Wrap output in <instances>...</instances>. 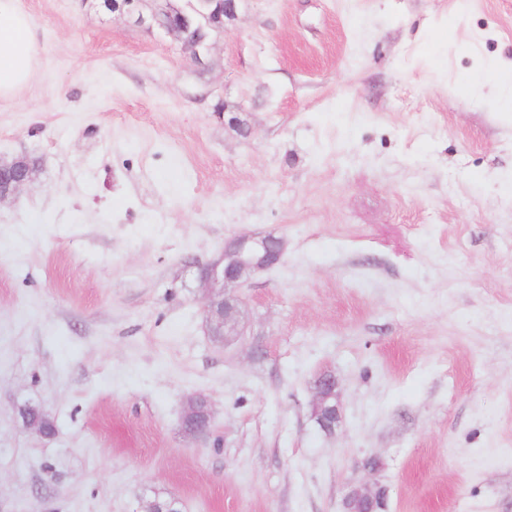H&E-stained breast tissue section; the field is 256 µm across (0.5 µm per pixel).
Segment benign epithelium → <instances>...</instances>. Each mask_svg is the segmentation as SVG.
I'll return each instance as SVG.
<instances>
[{"mask_svg":"<svg viewBox=\"0 0 512 512\" xmlns=\"http://www.w3.org/2000/svg\"><path fill=\"white\" fill-rule=\"evenodd\" d=\"M210 9L214 27L224 29V17L235 15V0H198ZM112 10L121 11L139 25L159 28L173 35L189 47L192 59L202 61L199 46L201 40L193 30L191 20L184 14H170L160 20L157 12L148 8L147 0H113ZM36 176V167L24 157L0 160V201L19 194L31 184ZM285 251L282 238L273 235L255 236L240 234L224 245L220 258L197 266L196 279L205 290L203 313L209 336L218 337L221 343L232 340L244 332L239 321L243 301L235 288L253 274L277 265ZM336 376L321 372L314 383L312 417L318 427L331 434L341 423L342 415L337 400ZM186 411L182 419L183 432L192 438L206 436L212 425L213 410L207 398L192 395L186 399ZM386 490L377 485L351 488L343 499V512H384Z\"/></svg>","mask_w":512,"mask_h":512,"instance_id":"benign-epithelium-1","label":"benign epithelium"}]
</instances>
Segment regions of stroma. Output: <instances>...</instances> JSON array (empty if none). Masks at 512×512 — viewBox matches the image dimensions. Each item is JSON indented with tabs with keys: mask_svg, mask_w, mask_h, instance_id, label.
<instances>
[{
	"mask_svg": "<svg viewBox=\"0 0 512 512\" xmlns=\"http://www.w3.org/2000/svg\"><path fill=\"white\" fill-rule=\"evenodd\" d=\"M19 5L40 64L0 157L39 171L0 204V512H342L361 483L512 512V119L462 99L512 62V0H238L202 66L95 0ZM243 233L287 245L220 345L193 267ZM337 390L338 382L333 373L323 371L317 376L314 383L312 417L318 427L328 434L336 431L342 419ZM331 400L334 404H329ZM186 411L182 419L183 432L192 438L206 436L212 425L213 410L210 402L201 395H192L186 399Z\"/></svg>",
	"mask_w": 512,
	"mask_h": 512,
	"instance_id": "stroma-1",
	"label": "stroma"
}]
</instances>
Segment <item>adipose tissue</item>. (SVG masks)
Here are the masks:
<instances>
[{"instance_id": "1", "label": "adipose tissue", "mask_w": 512, "mask_h": 512, "mask_svg": "<svg viewBox=\"0 0 512 512\" xmlns=\"http://www.w3.org/2000/svg\"><path fill=\"white\" fill-rule=\"evenodd\" d=\"M38 66L37 32L19 0H0V99L11 98L30 80ZM496 85L495 106L503 114L512 113V66L489 62L469 84L464 101L480 105L486 82Z\"/></svg>"}]
</instances>
